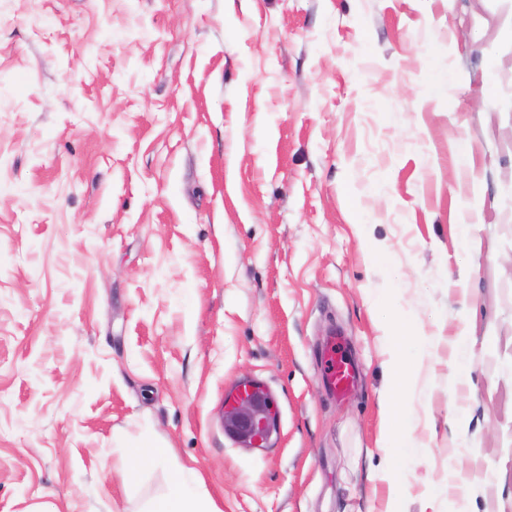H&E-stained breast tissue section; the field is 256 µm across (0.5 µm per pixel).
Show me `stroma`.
I'll use <instances>...</instances> for the list:
<instances>
[{"instance_id":"1","label":"stroma","mask_w":512,"mask_h":512,"mask_svg":"<svg viewBox=\"0 0 512 512\" xmlns=\"http://www.w3.org/2000/svg\"><path fill=\"white\" fill-rule=\"evenodd\" d=\"M189 465L218 512H512V0H0V512H152ZM329 387L337 394L347 392L353 386V369L345 361L332 360L326 367ZM225 416L231 428L255 444L264 443L274 426L269 404L262 393L253 387L237 396ZM389 467L401 475L402 463L415 457V442L410 429V412L399 410L393 419V426L388 436ZM130 448L124 458L123 466L130 474L135 473L149 461L166 455V447L158 444L135 445ZM150 448V449H145Z\"/></svg>"}]
</instances>
